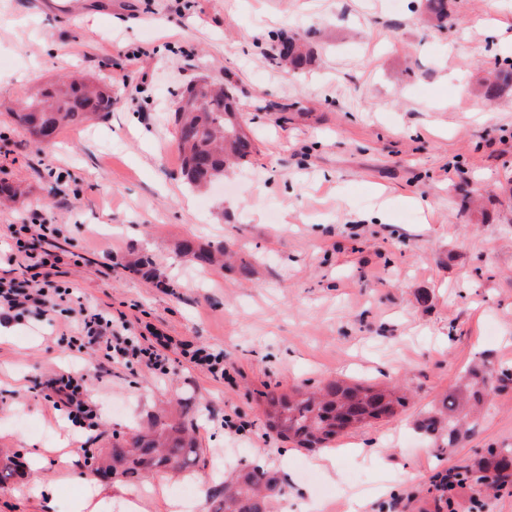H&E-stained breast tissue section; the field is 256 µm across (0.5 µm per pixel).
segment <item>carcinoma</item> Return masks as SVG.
<instances>
[{
	"mask_svg": "<svg viewBox=\"0 0 512 512\" xmlns=\"http://www.w3.org/2000/svg\"><path fill=\"white\" fill-rule=\"evenodd\" d=\"M420 7L439 27L448 18L449 0H420ZM274 52L276 60L296 71L306 69L312 61L305 42L288 33L277 35ZM507 88H512V63L505 62L495 67L493 79L483 85V94L493 99ZM198 89L205 94L200 108L175 113V145L182 158L183 175L194 189L223 180L224 170L248 162L256 152L254 140L243 130L232 95L212 84H201ZM110 111L112 95L96 80L80 77L31 95L23 103L18 120L30 138L41 144L67 124L98 120ZM182 251L201 267L215 263L208 248H195L187 242ZM509 381L512 372L490 365L471 370L465 388L448 392L440 416L424 418L419 429L430 440L455 444L463 419L483 405L495 384ZM405 400L395 386L336 380L316 391L297 387L290 394L266 392L262 394V412L266 430L275 440L312 451L328 447L342 434L343 424L360 426L392 417L405 406ZM200 452L186 422L157 415L146 429L135 428L129 437L115 439L107 459L97 463L95 471L139 483L160 472L187 469L188 461ZM235 476V481L224 485L218 512H270L272 500L282 491L276 474L247 465ZM454 478L462 484H512V448L487 449Z\"/></svg>",
	"mask_w": 512,
	"mask_h": 512,
	"instance_id": "obj_1",
	"label": "carcinoma"
}]
</instances>
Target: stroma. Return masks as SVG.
<instances>
[{
    "mask_svg": "<svg viewBox=\"0 0 512 512\" xmlns=\"http://www.w3.org/2000/svg\"><path fill=\"white\" fill-rule=\"evenodd\" d=\"M0 0V229L39 215L83 255L68 285L86 309L124 313L127 335L172 340L167 374L76 353L62 333L79 313L23 311L0 342V449L25 467L0 487V512H70L93 480L80 446L165 408L193 422L203 450L161 490L105 479L109 512H213L225 478L261 461L283 492L278 512H436L439 479L486 448H512V384L494 390L453 446L421 420L474 363L512 371V89L477 111L476 78L512 58V0H454L448 24L414 0ZM306 36L314 60L296 73L273 60L275 34ZM79 74L118 102L103 119L33 142L14 117L49 81ZM235 88L258 148L251 163L200 193L181 173L173 113L200 79ZM64 171L63 180L49 174ZM225 248L200 267L184 241ZM149 255L154 272L126 271ZM224 353L217 379L183 349ZM84 377L101 408L73 431L44 397L60 371ZM333 380L395 383L397 415L322 451L267 434L261 395ZM245 423L238 434L225 418ZM53 482V499L30 493Z\"/></svg>",
    "mask_w": 512,
    "mask_h": 512,
    "instance_id": "35a3bbf8",
    "label": "stroma"
}]
</instances>
